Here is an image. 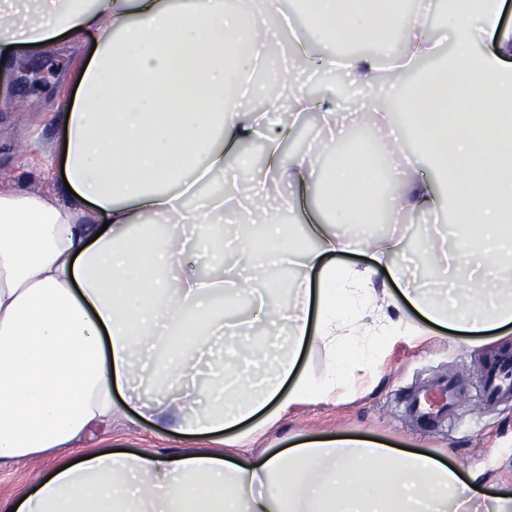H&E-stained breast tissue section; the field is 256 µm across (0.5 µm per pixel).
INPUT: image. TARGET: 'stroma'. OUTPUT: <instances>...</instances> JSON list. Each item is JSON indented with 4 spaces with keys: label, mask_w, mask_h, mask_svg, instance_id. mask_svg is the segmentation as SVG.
<instances>
[{
    "label": "stroma",
    "mask_w": 512,
    "mask_h": 512,
    "mask_svg": "<svg viewBox=\"0 0 512 512\" xmlns=\"http://www.w3.org/2000/svg\"><path fill=\"white\" fill-rule=\"evenodd\" d=\"M286 42L280 66L295 68L296 80L280 90L275 123L288 128L283 150L293 155L320 147L323 137L318 113L299 116L293 112L294 93L301 91L319 100L327 89L341 88L336 109L348 115L353 113L358 95L347 91L344 73L296 67L291 49L294 36L287 37ZM65 57L61 49L33 53L25 57L18 70L0 81L1 172L16 171L20 160L33 149L61 146L62 131L56 114L61 101L76 89L74 70L65 64ZM419 216V211H409L400 214L398 222L380 224L379 229L404 238L406 248L419 258L420 282L433 288L437 279L429 270ZM374 283L390 295V315L410 322L417 328V335L399 338L382 349L379 373L365 389L340 394L333 403L295 407L275 431L280 447H288L299 435L366 437L394 448L436 452L441 461L457 468L464 480L512 490V400L487 407L478 398L489 367L496 360L512 356V332L495 339L449 338L447 329L429 323L408 304L386 273L375 275ZM441 375L456 385L461 401L459 419L433 430L409 424L401 413L405 397ZM211 445L208 437L160 434L152 422L136 416L93 428L78 443L85 450L150 449L162 453ZM60 462L59 456L50 455L1 467L0 500L30 490L36 479L46 476Z\"/></svg>",
    "instance_id": "35a3bbf8"
}]
</instances>
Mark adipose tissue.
I'll return each mask as SVG.
<instances>
[{
  "mask_svg": "<svg viewBox=\"0 0 512 512\" xmlns=\"http://www.w3.org/2000/svg\"><path fill=\"white\" fill-rule=\"evenodd\" d=\"M398 3L311 0L302 53L381 27L398 36L407 61L435 55L432 29ZM502 7L450 0L452 66L423 73L395 102L377 93V57L318 59L322 70L339 67L353 78L378 120L405 113L451 186L460 227L435 267L454 271L455 296L406 297L428 321L460 334L512 328V27L502 25ZM244 14L228 0H22L18 8L0 0V73L66 35L96 42L63 102V159L42 155L41 172L63 164L67 187L21 189L0 177V466L72 448L92 424L130 411L181 434L228 433L232 448L93 450L18 501H1L0 512H462L479 495L433 455L374 440L256 445L294 406L328 403L360 384L386 344L415 333L372 286L381 268L402 278L400 239L380 237L371 267L335 261L352 247L338 225L372 221L370 207L356 202L361 187L394 180L409 211L435 209L437 194L417 165L385 168L370 138L350 151L343 137H329L327 168L309 153L284 155L281 136L267 133L274 85L261 92L264 108L241 101L244 76L280 43L263 27L244 28ZM244 34L254 54H239ZM488 34L494 51L477 52ZM260 138L265 164L242 197L236 173L245 159L228 155ZM217 176L226 192L204 193ZM276 181L293 191L274 204ZM316 189L324 221L313 228L314 246L301 248L272 211L301 208ZM191 196L199 203L190 210ZM228 208L260 222L265 252L297 267L289 304L266 297L262 262L245 279L183 270L188 249L202 260L223 252ZM241 295L254 298L255 313L216 348L219 308ZM241 343L272 368L245 375L232 357ZM315 343L330 358L322 376L300 365ZM201 362L216 390L225 374L245 375L243 398L199 409Z\"/></svg>",
  "mask_w": 512,
  "mask_h": 512,
  "instance_id": "obj_1",
  "label": "adipose tissue"
}]
</instances>
